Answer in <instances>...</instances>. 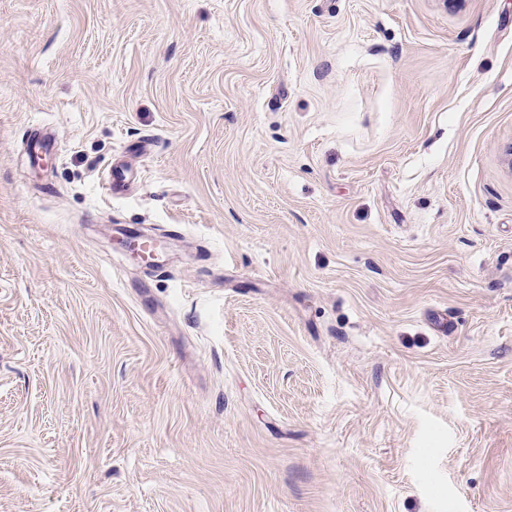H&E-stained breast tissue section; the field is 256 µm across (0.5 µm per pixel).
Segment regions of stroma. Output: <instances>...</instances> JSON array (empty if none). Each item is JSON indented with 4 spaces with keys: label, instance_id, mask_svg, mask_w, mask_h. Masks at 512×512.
<instances>
[{
    "label": "stroma",
    "instance_id": "35a3bbf8",
    "mask_svg": "<svg viewBox=\"0 0 512 512\" xmlns=\"http://www.w3.org/2000/svg\"><path fill=\"white\" fill-rule=\"evenodd\" d=\"M0 512H512V0H0ZM128 166L125 162L114 161L107 171L105 189L112 194L123 190L128 181Z\"/></svg>",
    "mask_w": 512,
    "mask_h": 512
}]
</instances>
